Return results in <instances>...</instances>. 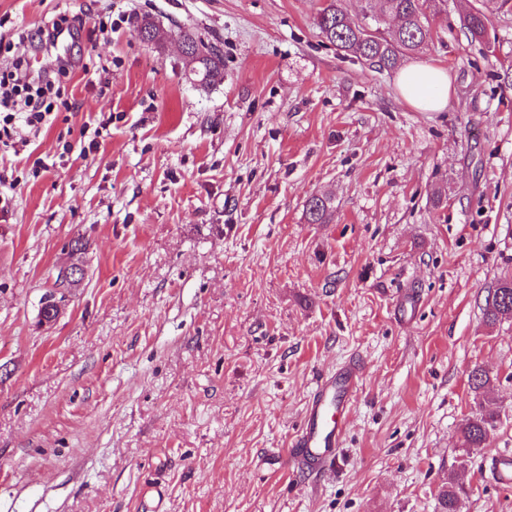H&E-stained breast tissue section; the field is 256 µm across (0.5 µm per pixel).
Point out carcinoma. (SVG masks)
I'll use <instances>...</instances> for the list:
<instances>
[{
  "mask_svg": "<svg viewBox=\"0 0 512 512\" xmlns=\"http://www.w3.org/2000/svg\"><path fill=\"white\" fill-rule=\"evenodd\" d=\"M429 0H366V16L374 20L392 16L398 27L385 35L368 25L354 20L343 5V0H327L316 18L323 36L337 49L358 55L377 70H395L404 58L422 52L433 40L426 10ZM462 27L472 40H482L487 34V18L479 10H471L462 19ZM200 82L210 84L223 78L222 59L218 49L209 50V56L198 64ZM332 200L324 194H314L304 206L308 224H328L332 221ZM485 322L491 326L512 319V277H503L490 290L483 308ZM491 384L487 370L475 367L468 375L470 391L479 399L478 409L461 423V448L466 454L484 447L488 434L496 427L499 414L487 408L484 396ZM470 488L457 472H448L438 496L439 512H464Z\"/></svg>",
  "mask_w": 512,
  "mask_h": 512,
  "instance_id": "carcinoma-1",
  "label": "carcinoma"
}]
</instances>
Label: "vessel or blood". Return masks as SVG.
I'll list each match as a JSON object with an SVG mask.
<instances>
[{
  "mask_svg": "<svg viewBox=\"0 0 512 512\" xmlns=\"http://www.w3.org/2000/svg\"><path fill=\"white\" fill-rule=\"evenodd\" d=\"M361 375L360 364L351 363L317 380L288 453L277 450L272 454L276 464L309 473L325 472L336 459Z\"/></svg>",
  "mask_w": 512,
  "mask_h": 512,
  "instance_id": "1",
  "label": "vessel or blood"
}]
</instances>
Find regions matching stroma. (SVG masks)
<instances>
[{
	"instance_id": "stroma-1",
	"label": "stroma",
	"mask_w": 512,
	"mask_h": 512,
	"mask_svg": "<svg viewBox=\"0 0 512 512\" xmlns=\"http://www.w3.org/2000/svg\"><path fill=\"white\" fill-rule=\"evenodd\" d=\"M324 4L0 0V67H70L69 110L0 152V512H142L156 479L166 512H438L452 468L465 512H512L490 472L512 452V319L483 320L512 275V0H433L414 60L448 72L437 112L329 43ZM61 13L57 44L19 41ZM186 33L220 47L221 80L185 68ZM86 128L97 149L64 152ZM317 193L332 223L305 222ZM352 361L333 470L269 465ZM477 366L499 421L464 459ZM462 27L471 40H482L487 34V18L479 10H471L462 19Z\"/></svg>"
}]
</instances>
